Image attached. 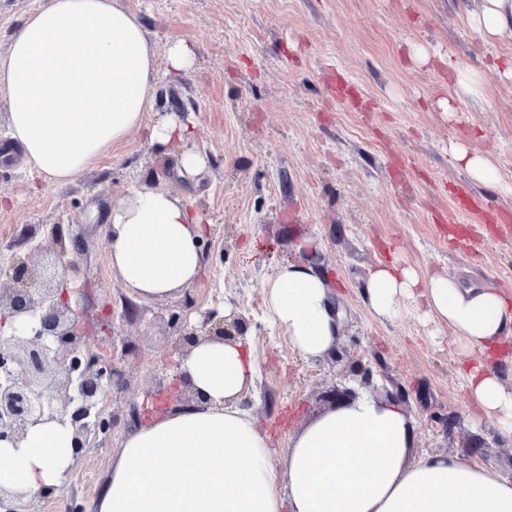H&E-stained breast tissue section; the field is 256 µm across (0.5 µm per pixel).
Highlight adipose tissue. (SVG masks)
<instances>
[{"label":"adipose tissue","mask_w":512,"mask_h":512,"mask_svg":"<svg viewBox=\"0 0 512 512\" xmlns=\"http://www.w3.org/2000/svg\"><path fill=\"white\" fill-rule=\"evenodd\" d=\"M468 23L489 42L512 35V0H481ZM156 79L154 46L117 0H39L0 56L9 136L31 170L58 183L140 130L179 146V176L207 168L208 158L186 147L187 118L169 112L147 121ZM451 154L473 180L499 184L484 152L457 142ZM204 222L164 191L138 189L113 202L106 250L129 294L152 301L191 287L202 268ZM362 296L379 319L415 310L448 326L469 358L471 403L512 437V385L489 364L512 337L511 298L394 259L369 269ZM262 304L305 358L327 354L340 333L329 279L311 261L276 266ZM179 372L198 402L156 413L123 437L93 512H512V478L453 453L414 456V428L392 399L362 397L320 415L289 439L280 467L268 433L237 407L257 374L246 340L201 341ZM71 437L46 424L31 428L21 447L1 444L0 486L33 498L63 485L75 463Z\"/></svg>","instance_id":"obj_1"}]
</instances>
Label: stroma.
<instances>
[{
	"mask_svg": "<svg viewBox=\"0 0 512 512\" xmlns=\"http://www.w3.org/2000/svg\"><path fill=\"white\" fill-rule=\"evenodd\" d=\"M134 13L156 50L154 110L190 120L191 149L208 155L204 181L193 186L159 167L171 149L145 132L113 145L71 181L55 184L28 168L7 136L0 99V235L18 251L35 236L47 241L60 224L85 244L82 266L91 288L74 281L75 313L96 324L111 306L107 331L88 345L131 344L128 382L112 389L106 410L112 434L86 449L63 496L91 505L123 435L145 422L158 398L174 404L178 356L167 327L175 299L134 301L106 253L115 200L148 187L186 200L207 219L202 272L189 293L199 310L249 318L257 359L254 393L243 409L281 448L327 410L332 385L358 388L352 367L365 365L378 387L399 383L417 435L415 455L462 453L468 438L486 445L471 456L512 476V441L476 416L458 371L459 354L446 326L414 314L388 322L362 298L363 273L380 259L399 258L420 270L442 268L464 281H488L512 295V82L486 63L512 56V37L486 43L467 21L480 0H119ZM196 56L171 77L170 39ZM480 70L484 97L449 118L437 102L453 81L443 58ZM462 142L491 155L501 176L489 187L471 179L448 151ZM314 241L316 262L331 277L345 310L336 342L339 359L308 360L262 307V284L273 268L296 259L299 236ZM456 416L453 428L443 418Z\"/></svg>",
	"mask_w": 512,
	"mask_h": 512,
	"instance_id": "stroma-1",
	"label": "stroma"
}]
</instances>
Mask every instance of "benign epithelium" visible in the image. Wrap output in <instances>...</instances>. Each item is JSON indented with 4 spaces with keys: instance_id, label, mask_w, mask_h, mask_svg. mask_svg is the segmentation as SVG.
I'll return each mask as SVG.
<instances>
[{
    "instance_id": "7a95c632",
    "label": "benign epithelium",
    "mask_w": 512,
    "mask_h": 512,
    "mask_svg": "<svg viewBox=\"0 0 512 512\" xmlns=\"http://www.w3.org/2000/svg\"><path fill=\"white\" fill-rule=\"evenodd\" d=\"M53 247L27 239V252L12 256L0 269V443L18 448L30 428L57 423L72 432V450L80 456L90 430L108 435L116 419L102 412L103 397L126 384L121 366L134 352L130 345L104 362L87 345L86 327L75 318L68 277L81 274L83 243L51 230ZM185 296L167 326L173 349L184 358L202 337L233 342L245 336L248 321L212 308L192 324ZM0 512H37L23 495L0 487Z\"/></svg>"
}]
</instances>
